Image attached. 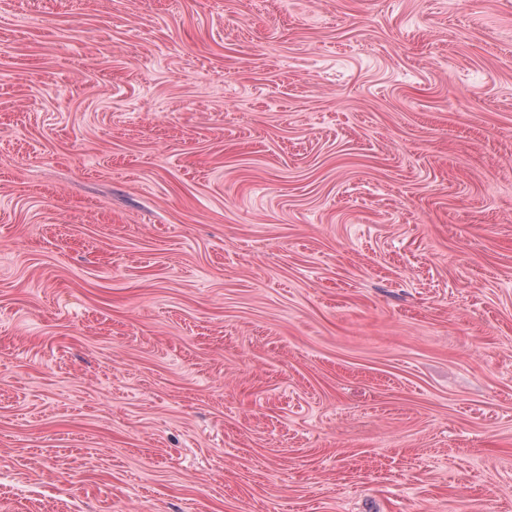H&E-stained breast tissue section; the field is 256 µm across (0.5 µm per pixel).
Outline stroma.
<instances>
[{"label": "stroma", "instance_id": "1", "mask_svg": "<svg viewBox=\"0 0 512 512\" xmlns=\"http://www.w3.org/2000/svg\"><path fill=\"white\" fill-rule=\"evenodd\" d=\"M0 512H512V0H0Z\"/></svg>", "mask_w": 512, "mask_h": 512}]
</instances>
